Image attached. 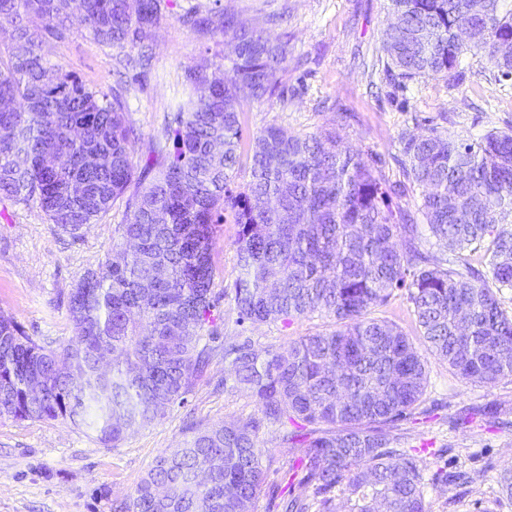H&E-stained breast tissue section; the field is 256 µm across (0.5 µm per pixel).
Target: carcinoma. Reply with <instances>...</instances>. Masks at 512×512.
Listing matches in <instances>:
<instances>
[{
    "mask_svg": "<svg viewBox=\"0 0 512 512\" xmlns=\"http://www.w3.org/2000/svg\"><path fill=\"white\" fill-rule=\"evenodd\" d=\"M505 0H389L385 70L400 86L454 83L469 56L484 55L512 78V8ZM164 0H0V198L33 206L73 238L125 199L126 223L68 297L74 336L41 345L0 314V419L92 422L105 446L165 415L202 377L201 331L219 319L213 245L229 211L238 225L234 286L239 319L291 321L320 313L333 328L260 355L231 344L237 382L262 417L199 428L185 448L156 457L117 512H242L255 507L268 467L256 438L264 423L317 426L283 435L311 488L280 512H426L423 475L386 427L418 406L421 355L398 328L370 317L393 288L408 289L431 351L466 382L512 376V130L461 139L435 128L400 137L404 182L387 183L334 131L293 136L268 127L243 142L242 105L272 95L288 41L224 8L198 4L181 16L231 46L232 76L206 57L186 70L164 137L172 149L133 163L134 130L121 88L89 87L48 62L79 18L95 42L145 49L165 17ZM247 158L250 181L232 187ZM137 188L127 190L132 182ZM421 189L430 234L456 253L422 250L414 216L388 201ZM401 240L397 248L395 240ZM483 252L489 275L464 252ZM44 380L31 399L26 382Z\"/></svg>",
    "mask_w": 512,
    "mask_h": 512,
    "instance_id": "carcinoma-1",
    "label": "carcinoma"
}]
</instances>
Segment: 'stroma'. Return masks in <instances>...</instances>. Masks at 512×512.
Wrapping results in <instances>:
<instances>
[{
    "label": "stroma",
    "instance_id": "stroma-1",
    "mask_svg": "<svg viewBox=\"0 0 512 512\" xmlns=\"http://www.w3.org/2000/svg\"><path fill=\"white\" fill-rule=\"evenodd\" d=\"M188 4L173 0L153 34L152 58L143 69L114 68L115 49L83 33L44 47L52 64L76 73L88 86L125 88L126 119L136 133L139 161L165 146L162 129L180 98L187 67L201 56L229 53L216 37L180 23ZM221 5L257 22L273 12L286 15L269 34L287 37L288 65L272 96L244 104L245 137L270 126L293 135L335 127L374 170L395 183L403 179L396 161L401 134L437 127L476 139L492 129H512V80L500 78L487 57L466 58L464 73L452 86L438 78L401 89L386 76L382 35L388 0H221ZM340 109L349 118L339 126ZM125 220V203L116 201L98 224L74 239L56 231L38 208L0 200V313L14 317L39 343H66L74 334L68 294L103 259ZM237 231L232 215H225L213 247L214 293L222 318L202 331L201 343L211 355L205 377L164 417L134 428L115 448L103 447L91 430L61 419L0 420V512H114V503L127 498L155 457L185 446L193 428L259 416L256 398L236 386L225 346L247 338L258 352H283L297 337L331 328L333 319L315 314L289 324L239 323L233 304ZM371 315L399 326L425 362L421 401L393 432L421 469L427 512H512V493L500 482L512 467V377L462 381L424 341L406 289L393 290ZM290 429L287 423L268 425L258 434V446L272 465L255 512H277V496L309 494L304 484L287 477L295 451L281 437ZM455 469L468 472L470 483L436 481V474Z\"/></svg>",
    "mask_w": 512,
    "mask_h": 512
}]
</instances>
